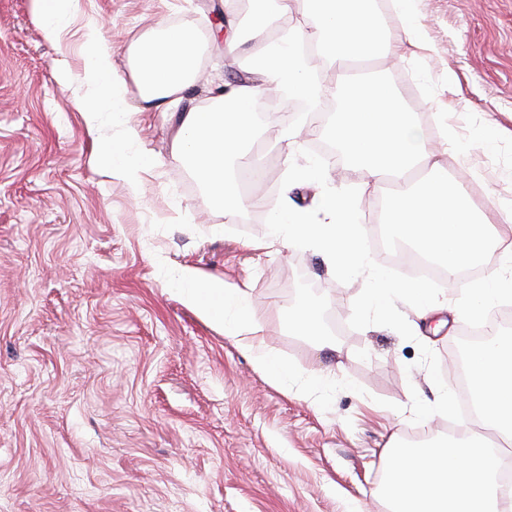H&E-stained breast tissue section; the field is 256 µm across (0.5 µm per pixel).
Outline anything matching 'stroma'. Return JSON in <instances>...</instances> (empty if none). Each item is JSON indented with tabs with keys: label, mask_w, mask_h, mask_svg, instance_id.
Instances as JSON below:
<instances>
[{
	"label": "stroma",
	"mask_w": 512,
	"mask_h": 512,
	"mask_svg": "<svg viewBox=\"0 0 512 512\" xmlns=\"http://www.w3.org/2000/svg\"><path fill=\"white\" fill-rule=\"evenodd\" d=\"M237 0H82L112 45L130 105L139 91L130 50L165 25L193 27L200 47L195 105L237 82L256 45L253 13ZM221 6L245 41L228 52L212 31ZM427 49L365 60L403 100L438 152L440 176L464 183L487 216L512 202V0H419ZM84 39L71 25L46 42L28 0H0V512H384L379 491L391 439L448 432L430 418L431 378L456 387L459 285L445 310L396 319L363 305L361 274L340 276L312 249L250 248L267 224L229 223L172 156L174 118L132 114L140 143L161 165L139 190L91 163L96 151L78 99ZM67 67L70 83L56 71ZM458 77L448 87V72ZM265 122L250 154L253 185L283 187L314 157L313 117L289 102ZM448 122L467 168L445 153L432 115ZM380 194L360 201L365 235L386 270L397 244ZM191 267L248 283L265 346L302 369L278 384L255 370L236 338L183 305L171 273ZM316 305L336 320L333 347L293 336L280 310Z\"/></svg>",
	"instance_id": "1"
}]
</instances>
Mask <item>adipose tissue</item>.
<instances>
[{"label": "adipose tissue", "mask_w": 512, "mask_h": 512, "mask_svg": "<svg viewBox=\"0 0 512 512\" xmlns=\"http://www.w3.org/2000/svg\"><path fill=\"white\" fill-rule=\"evenodd\" d=\"M281 12L307 5L311 13L304 27L287 29L277 40H265L266 15L255 17L251 36L261 48L250 59V74L214 96L206 106L187 104L186 93L195 80L199 46L186 25L167 26L141 36L131 50V75L145 110L177 109V132L171 150L206 193L211 206L230 221L257 208L262 198L246 200L234 191L236 171L247 157L246 145L256 127V106L271 93L318 106L329 97L339 103L338 117L328 130L341 146L346 166L360 178V191L385 192L386 209L397 237L439 259L448 276H455L477 253L497 248L512 236V204L501 209L498 224L478 215L466 189L450 193L424 178L425 170L440 166L426 151L424 133L399 99L380 81L359 75L345 83L326 85L300 51L313 41L327 50L329 66L342 69L368 55L375 45L397 53L368 7V0H276ZM43 38L60 43L79 0H30ZM86 56L81 83L85 88L86 130L97 145V156L110 177L138 188L143 173L155 168L153 157L129 156L123 145L103 140L101 112L126 115L130 106L122 81L112 70V47L93 26L85 31ZM358 194L333 191L321 196L317 214L296 210L289 196L269 215L264 247H314L322 251L341 275H366L364 302L391 306L401 297L419 307L421 315L439 310L431 286L423 281L394 282L373 267L363 241ZM173 284L180 300L202 318L220 325L225 335L238 338L254 367L274 381L285 383L294 368L264 345L263 323L246 287L196 270H176ZM512 296V272L493 273L466 291L462 313L476 320Z\"/></svg>", "instance_id": "1"}]
</instances>
